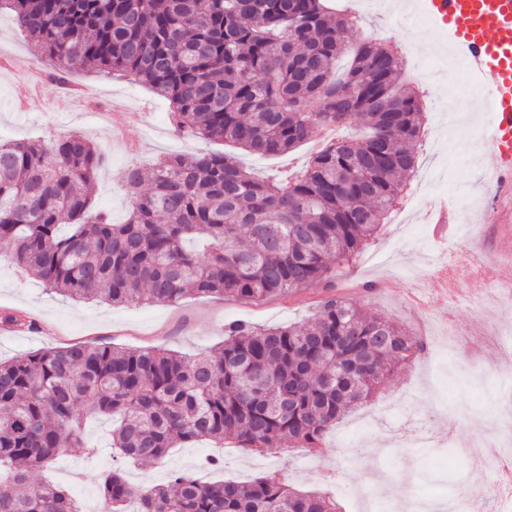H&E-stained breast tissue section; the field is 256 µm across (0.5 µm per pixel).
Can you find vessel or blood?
I'll use <instances>...</instances> for the list:
<instances>
[{
	"instance_id": "b4317fda",
	"label": "vessel or blood",
	"mask_w": 512,
	"mask_h": 512,
	"mask_svg": "<svg viewBox=\"0 0 512 512\" xmlns=\"http://www.w3.org/2000/svg\"><path fill=\"white\" fill-rule=\"evenodd\" d=\"M444 39L463 52L473 79L490 93L487 177L512 199V0H419Z\"/></svg>"
}]
</instances>
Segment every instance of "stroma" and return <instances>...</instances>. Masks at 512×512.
<instances>
[{
	"instance_id": "stroma-1",
	"label": "stroma",
	"mask_w": 512,
	"mask_h": 512,
	"mask_svg": "<svg viewBox=\"0 0 512 512\" xmlns=\"http://www.w3.org/2000/svg\"><path fill=\"white\" fill-rule=\"evenodd\" d=\"M345 2L361 17L356 39L397 48L403 78L422 99L425 135L436 142L435 150L420 152L418 164L440 171L441 179L430 194L447 199L458 211V222L440 238L435 225L424 223L413 210L406 212L405 223L385 221L356 261L338 268L335 285L365 312L425 337L429 349L439 350V357L422 356L396 370L366 406L344 416L315 452L289 444L261 452L202 441L170 449L159 464L121 466L108 446L110 422L91 420L84 430V447L64 449L32 473L33 481L46 480L68 491L84 512H98L102 479L117 467L136 487L167 483L176 471L205 482H248L280 472L295 489L333 497L336 512H361L363 491L370 486L382 490L391 484L403 494L413 486L420 494L445 499L456 496L461 486L482 485L490 461L461 452L460 445L476 430L482 440L498 442L495 421L512 411V394L501 392L490 374L500 367L504 352L493 326H512V303L498 307L493 321L479 319L470 304L484 298L488 287L480 280L468 282L469 299L454 313L460 343L450 353V326L435 312H412L402 297L413 281L436 285L438 266L464 245H479L495 262L500 284L512 285V247L505 243L504 224L494 217V192L483 178L491 167L488 149H478L471 167L454 164L448 157L449 147L471 146L472 129L448 119V95L457 88L458 73L454 59L438 46L433 22L413 6L391 9L388 0ZM1 53L43 72L50 67L41 50L16 32L4 12ZM69 78L75 86L96 91V108L70 100L65 89L46 82L26 109H19L13 75L0 68V141L89 135L105 159L92 204L116 223L125 220L131 208L123 187L131 162L148 166L165 155L222 152L257 176L277 177L300 171L312 153L307 144L284 155H254L221 141L183 135L172 125L168 102L147 86L78 65ZM321 297V289L308 288L255 303L221 295L187 296L173 304L76 302L18 273L6 246L0 244V311H23L36 324L27 332L0 328V358L94 342L141 350L165 348L191 358L222 345L224 326L234 320L261 327L312 322ZM452 429L457 432L453 439L448 436ZM412 434L426 435L430 447H404L403 437Z\"/></svg>"
}]
</instances>
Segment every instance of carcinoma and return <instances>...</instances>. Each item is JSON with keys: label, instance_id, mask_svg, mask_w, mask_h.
<instances>
[{"label": "carcinoma", "instance_id": "carcinoma-1", "mask_svg": "<svg viewBox=\"0 0 512 512\" xmlns=\"http://www.w3.org/2000/svg\"><path fill=\"white\" fill-rule=\"evenodd\" d=\"M67 81L78 61L124 72L167 100L177 130L257 153H287L318 128L360 133L312 153L294 176L260 181L232 156H166L125 170L128 219L92 209L103 158L83 134L0 143V242L16 266L73 300L174 303L187 295L259 301L327 291L315 320L260 329L232 322L224 346L188 359L108 344L0 361V512H82L30 481L83 422L112 418V447L139 464L201 439L236 448L317 449L330 427L426 348L333 292L415 170L422 110L396 55L353 38L324 0H0ZM15 331L34 324L0 312ZM336 512L285 477L203 483L176 472L101 484L103 512Z\"/></svg>", "mask_w": 512, "mask_h": 512}]
</instances>
